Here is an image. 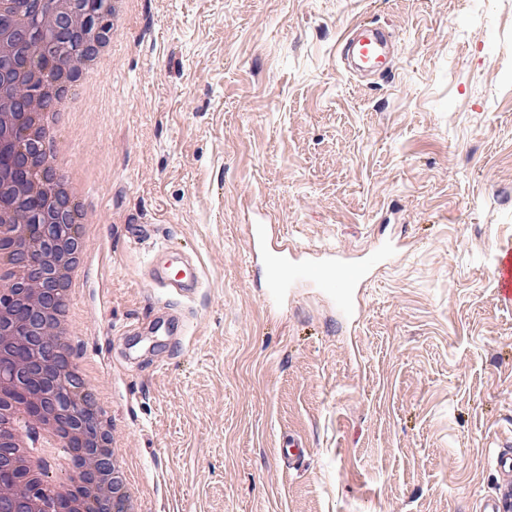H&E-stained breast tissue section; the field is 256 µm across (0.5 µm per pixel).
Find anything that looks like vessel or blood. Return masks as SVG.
I'll use <instances>...</instances> for the list:
<instances>
[{"mask_svg":"<svg viewBox=\"0 0 512 512\" xmlns=\"http://www.w3.org/2000/svg\"><path fill=\"white\" fill-rule=\"evenodd\" d=\"M392 34L386 28L367 23L353 25L341 39L342 52L374 64L383 59ZM253 255L266 270L269 306L282 304L289 289L316 288L330 296L344 311H352L354 291L362 287L373 270L387 265V250L371 253L365 262L337 259L333 250H325L320 260H304L298 245L278 234L274 224H253L249 227ZM145 282L150 296L165 293L182 299L194 298L203 285V268L196 253L175 243L158 247L149 259ZM497 290L512 303V251L503 250L495 268ZM501 481L494 494L483 498L479 512H512V448L501 450L496 459Z\"/></svg>","mask_w":512,"mask_h":512,"instance_id":"vessel-or-blood-1","label":"vessel or blood"}]
</instances>
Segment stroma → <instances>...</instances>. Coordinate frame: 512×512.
<instances>
[{
  "instance_id": "stroma-1",
  "label": "stroma",
  "mask_w": 512,
  "mask_h": 512,
  "mask_svg": "<svg viewBox=\"0 0 512 512\" xmlns=\"http://www.w3.org/2000/svg\"><path fill=\"white\" fill-rule=\"evenodd\" d=\"M355 22L392 72L338 64ZM512 0H130L113 65L66 119L88 258L72 339L106 393L144 512H476L512 442ZM375 272L346 320L280 312L249 270L250 212ZM132 224L151 227L134 242ZM195 249L190 351L150 319L153 242ZM302 438L304 463L278 458ZM498 293L512 303V251L503 250L497 257L495 268Z\"/></svg>"
}]
</instances>
